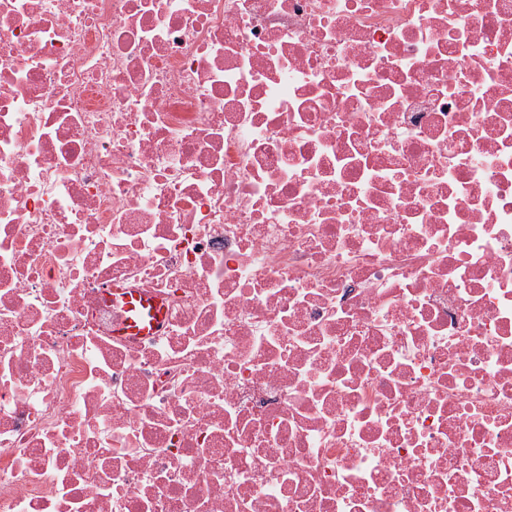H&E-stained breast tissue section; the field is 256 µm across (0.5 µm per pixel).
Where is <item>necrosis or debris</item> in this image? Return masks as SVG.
I'll list each match as a JSON object with an SVG mask.
<instances>
[{
  "instance_id": "necrosis-or-debris-1",
  "label": "necrosis or debris",
  "mask_w": 512,
  "mask_h": 512,
  "mask_svg": "<svg viewBox=\"0 0 512 512\" xmlns=\"http://www.w3.org/2000/svg\"><path fill=\"white\" fill-rule=\"evenodd\" d=\"M0 512H512V0H0ZM126 309L133 312L120 328L118 335H148L154 333L163 320V310L156 301L139 292L124 297Z\"/></svg>"
}]
</instances>
